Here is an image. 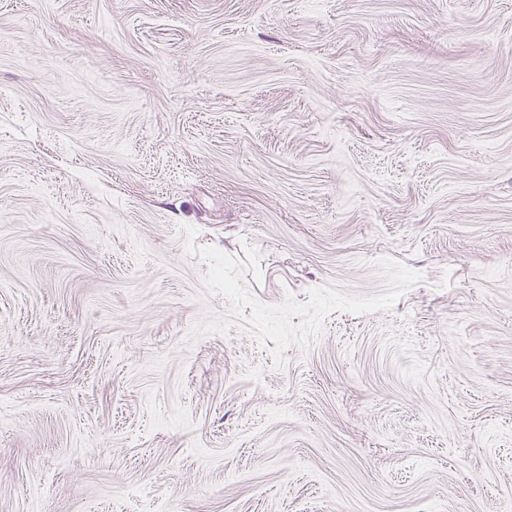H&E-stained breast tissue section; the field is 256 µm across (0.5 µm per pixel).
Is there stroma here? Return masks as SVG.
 I'll return each instance as SVG.
<instances>
[{
    "instance_id": "obj_1",
    "label": "stroma",
    "mask_w": 512,
    "mask_h": 512,
    "mask_svg": "<svg viewBox=\"0 0 512 512\" xmlns=\"http://www.w3.org/2000/svg\"><path fill=\"white\" fill-rule=\"evenodd\" d=\"M512 0H0V512H503Z\"/></svg>"
}]
</instances>
